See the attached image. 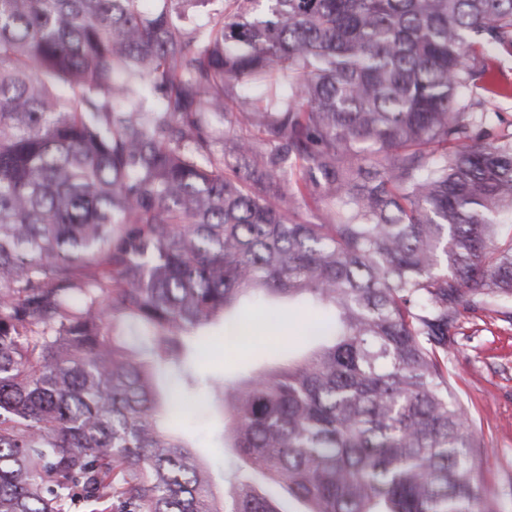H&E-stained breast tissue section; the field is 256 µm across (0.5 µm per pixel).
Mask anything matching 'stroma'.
I'll use <instances>...</instances> for the list:
<instances>
[{"label":"stroma","mask_w":512,"mask_h":512,"mask_svg":"<svg viewBox=\"0 0 512 512\" xmlns=\"http://www.w3.org/2000/svg\"><path fill=\"white\" fill-rule=\"evenodd\" d=\"M211 340L206 371L225 382H239L255 365L273 359L274 352L252 339H227L219 327L207 330ZM455 349L448 358L454 387L470 410L477 435L487 447L478 465L489 495L504 512H512V303H489L459 311L453 329ZM206 409L188 408L174 418V426L187 435L200 458L211 468H224L232 448L214 446L224 427L220 395L205 396Z\"/></svg>","instance_id":"35a3bbf8"}]
</instances>
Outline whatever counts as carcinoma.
<instances>
[{
	"instance_id": "cac0c4a2",
	"label": "carcinoma",
	"mask_w": 512,
	"mask_h": 512,
	"mask_svg": "<svg viewBox=\"0 0 512 512\" xmlns=\"http://www.w3.org/2000/svg\"><path fill=\"white\" fill-rule=\"evenodd\" d=\"M146 2L0 0V512H500L448 355L459 308L512 302V132L467 98L512 94L480 86L512 0H233L191 30L205 0ZM233 82L264 94L234 112ZM230 116L250 169L214 147ZM250 297L324 320L225 387L193 332L242 335ZM221 387L220 498L163 421Z\"/></svg>"
}]
</instances>
